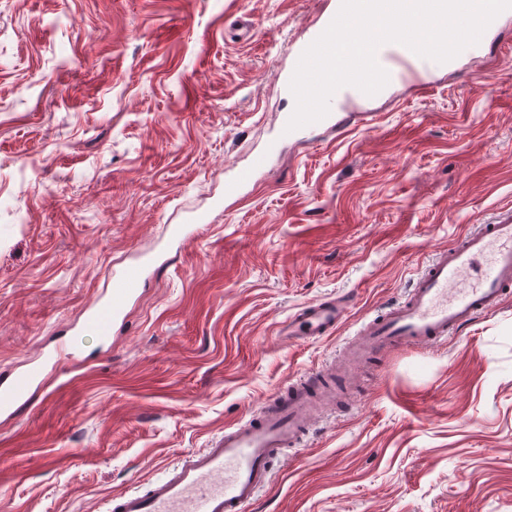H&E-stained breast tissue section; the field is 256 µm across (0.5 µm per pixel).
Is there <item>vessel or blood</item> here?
Listing matches in <instances>:
<instances>
[{
    "label": "vessel or blood",
    "mask_w": 512,
    "mask_h": 512,
    "mask_svg": "<svg viewBox=\"0 0 512 512\" xmlns=\"http://www.w3.org/2000/svg\"><path fill=\"white\" fill-rule=\"evenodd\" d=\"M341 0H328L315 23L291 45L292 60L326 29ZM378 64L390 83L409 82L419 94H428L429 75L435 63L398 43H386L376 51ZM266 153L254 156L224 187L234 197L263 168ZM141 265L133 263L113 274L103 300L95 303L84 319L82 331L106 338L114 325L127 316V308L142 283ZM512 286V214L501 213L481 232L441 250L418 278L409 298L392 306L373 322L362 344L349 351L346 361L332 367V374L346 375L350 365L377 357L413 342L433 341L497 307L506 287ZM344 308L333 301H316L294 317L281 322L276 334L291 343L331 334L341 323ZM43 374L33 366L0 382V410L9 411L27 400ZM336 391L321 381L300 380L270 396L258 414L225 429L209 448L182 462L166 478L142 490L113 496L112 512H244L269 482L268 461L280 448L298 446L323 409L335 403Z\"/></svg>",
    "instance_id": "1"
}]
</instances>
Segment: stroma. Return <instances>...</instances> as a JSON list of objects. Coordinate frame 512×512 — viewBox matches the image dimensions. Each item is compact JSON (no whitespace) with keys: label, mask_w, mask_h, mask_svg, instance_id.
I'll use <instances>...</instances> for the list:
<instances>
[{"label":"stroma","mask_w":512,"mask_h":512,"mask_svg":"<svg viewBox=\"0 0 512 512\" xmlns=\"http://www.w3.org/2000/svg\"><path fill=\"white\" fill-rule=\"evenodd\" d=\"M319 0H0V512H110L275 391L336 361L441 249L512 210V35L394 87L336 137L275 134ZM206 220L180 242L174 224ZM109 340L85 309L135 257ZM346 307L288 344L301 307ZM246 512H512V289L460 333L360 363ZM277 144V141L271 143L267 152L255 155L249 166L239 169L235 177L225 184V196L234 197L239 195L242 189L252 181L254 173L265 166L268 153L273 152ZM344 317V307L335 301H316L278 325L276 335L291 343L331 334ZM43 374L42 366H32L14 373L9 380L0 383V410L7 412L15 405L26 401Z\"/></svg>","instance_id":"35a3bbf8"}]
</instances>
